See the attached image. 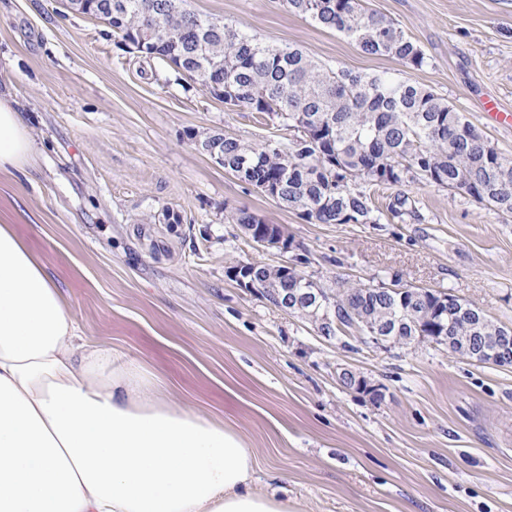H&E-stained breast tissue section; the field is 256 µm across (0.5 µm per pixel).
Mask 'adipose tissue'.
<instances>
[{"mask_svg":"<svg viewBox=\"0 0 512 512\" xmlns=\"http://www.w3.org/2000/svg\"><path fill=\"white\" fill-rule=\"evenodd\" d=\"M35 151L0 97V172ZM157 376L87 344L55 283L0 225V512H290L253 492L241 437L155 397Z\"/></svg>","mask_w":512,"mask_h":512,"instance_id":"ef3b65f1","label":"adipose tissue"}]
</instances>
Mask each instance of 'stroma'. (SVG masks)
Wrapping results in <instances>:
<instances>
[{"instance_id":"stroma-1","label":"stroma","mask_w":512,"mask_h":512,"mask_svg":"<svg viewBox=\"0 0 512 512\" xmlns=\"http://www.w3.org/2000/svg\"><path fill=\"white\" fill-rule=\"evenodd\" d=\"M187 5L332 68L431 89L512 157V128L480 110L492 96L512 111V0H367L424 52L420 69L366 54L281 0ZM0 94L38 149L25 174L0 172V225L90 342L154 372L158 397L242 438L256 492L286 489L293 512H512V366L422 337L375 345L351 328L328 340L231 276L243 262L297 258L327 288L398 279L512 328V223L425 181L402 187L423 221H306L194 145L213 132L277 142V123L140 57L68 0H0ZM237 209L284 228L294 249H258L229 220ZM344 368L381 399L343 385Z\"/></svg>"}]
</instances>
